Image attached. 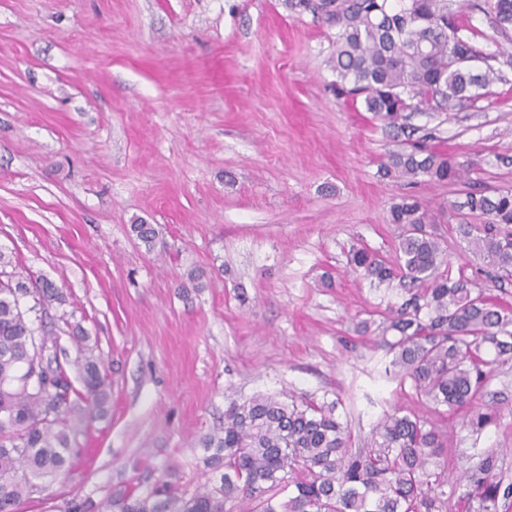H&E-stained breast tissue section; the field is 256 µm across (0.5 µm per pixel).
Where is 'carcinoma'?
Here are the masks:
<instances>
[{
    "label": "carcinoma",
    "mask_w": 512,
    "mask_h": 512,
    "mask_svg": "<svg viewBox=\"0 0 512 512\" xmlns=\"http://www.w3.org/2000/svg\"><path fill=\"white\" fill-rule=\"evenodd\" d=\"M498 29L512 27V0H483ZM335 30L330 67L336 94L362 100L366 111L404 138L380 164L383 174L409 183L455 184L469 165L407 133V113L455 112L489 96L512 69L481 46L484 32L450 0H284ZM475 221L453 227L464 251L483 258L485 273L512 281V188L468 189L448 211ZM402 227L390 262L360 247L350 265L359 279L385 284L382 341L390 367L410 381L429 412L469 406L492 374L512 365V307L474 292L464 274L453 278L442 239L427 228L432 216L412 196L389 212ZM130 230L147 250L158 230L139 221ZM0 251V512L47 490L77 451L90 420L106 416L110 388L100 359L83 352L61 361L57 339L33 327L49 306L66 302L49 282L30 285L6 271ZM79 384H74L69 366ZM499 414L485 404L462 428L478 439ZM350 427L339 399L257 393L224 410V430L201 441L205 465L219 479L182 492L164 481L139 492L124 488L85 512H509L512 483L498 477L497 456L474 449L460 473L448 470V432L430 417L395 410L375 426L369 446L349 448ZM464 488L461 494L456 490Z\"/></svg>",
    "instance_id": "obj_1"
}]
</instances>
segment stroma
Instances as JSON below:
<instances>
[{
  "label": "stroma",
  "instance_id": "35a3bbf8",
  "mask_svg": "<svg viewBox=\"0 0 512 512\" xmlns=\"http://www.w3.org/2000/svg\"><path fill=\"white\" fill-rule=\"evenodd\" d=\"M332 41L283 0H0V250L63 292L48 327L68 359L101 358L112 393L78 439L97 457H75L18 512H67L137 482L195 489L211 477L200 439L223 430L228 401L260 392L341 398L356 448L384 413L425 414L385 375L380 335L356 330L382 323L387 295L356 278L349 252L393 257L401 196L434 215L451 269L512 304V282L463 254L453 188L382 176L398 141L337 98ZM489 92L408 123L492 191L512 188V70ZM138 218L157 227L154 250L132 236ZM483 400L499 418L476 444L498 450L510 482L512 367ZM468 413L438 417L454 469L475 444Z\"/></svg>",
  "mask_w": 512,
  "mask_h": 512
}]
</instances>
